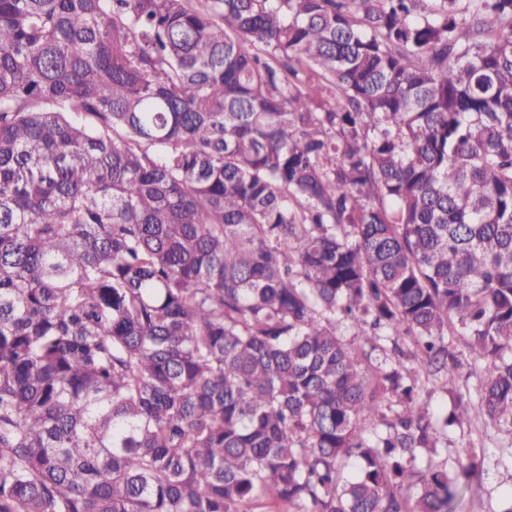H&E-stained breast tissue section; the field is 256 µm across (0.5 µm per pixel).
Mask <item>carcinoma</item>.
<instances>
[{
  "instance_id": "cac0c4a2",
  "label": "carcinoma",
  "mask_w": 512,
  "mask_h": 512,
  "mask_svg": "<svg viewBox=\"0 0 512 512\" xmlns=\"http://www.w3.org/2000/svg\"><path fill=\"white\" fill-rule=\"evenodd\" d=\"M476 419L512 0H0V512H457ZM488 370L485 364L469 361V364L460 370L459 375L445 386L444 389L438 388L429 399V406L432 410L438 411L443 406L450 407L451 393L461 394L465 399L475 400V388L479 382L487 375Z\"/></svg>"
}]
</instances>
